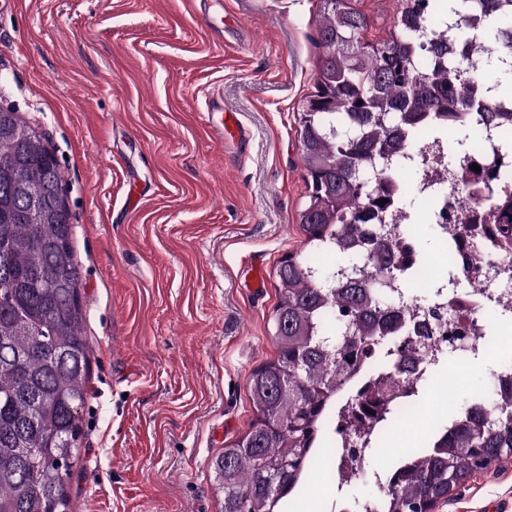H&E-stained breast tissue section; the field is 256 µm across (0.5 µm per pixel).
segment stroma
<instances>
[{
  "label": "stroma",
  "mask_w": 512,
  "mask_h": 512,
  "mask_svg": "<svg viewBox=\"0 0 512 512\" xmlns=\"http://www.w3.org/2000/svg\"><path fill=\"white\" fill-rule=\"evenodd\" d=\"M353 5L373 42L403 8ZM321 14L322 0H0V108L57 160L80 272L90 362L71 512H220L212 462L255 419L277 269L305 240L297 129ZM210 108L236 114L238 147L205 131ZM487 344L433 367L422 414L372 448L350 502L381 498L378 474L420 431L494 402L512 319H489ZM443 512H512V461L455 488Z\"/></svg>",
  "instance_id": "35a3bbf8"
}]
</instances>
